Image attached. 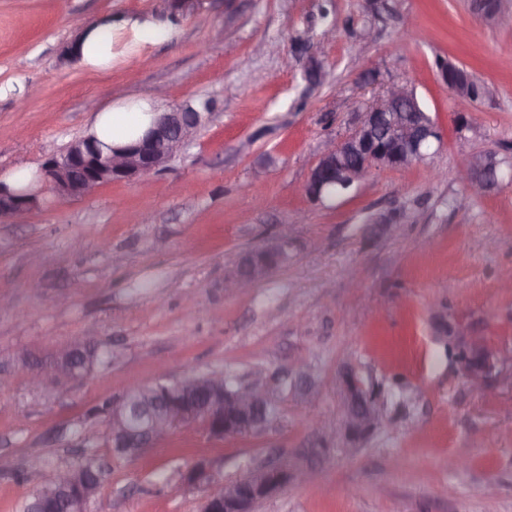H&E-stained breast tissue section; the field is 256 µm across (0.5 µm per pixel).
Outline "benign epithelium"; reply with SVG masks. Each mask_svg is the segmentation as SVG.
Segmentation results:
<instances>
[{
	"mask_svg": "<svg viewBox=\"0 0 512 512\" xmlns=\"http://www.w3.org/2000/svg\"><path fill=\"white\" fill-rule=\"evenodd\" d=\"M412 86L390 84L377 99L362 112L354 128L345 137L328 144L321 153L302 193L312 200L324 199L321 186L325 174L336 176V183L352 188L376 168L405 169L424 159L433 143L441 140L440 128L432 116L424 112L411 95ZM210 116L208 112L174 107L158 113L153 123L134 142L103 149L97 143L82 140L69 152V158L57 154L47 156L39 170L38 180L50 181L55 190L71 197H83L96 188L112 183L130 181L158 170L173 155L193 141ZM466 163L468 184L475 195H483L501 181L498 163L478 164L473 155L462 151ZM38 203L31 190L11 189L0 181V218L18 216ZM256 283L254 272L239 265L224 282L229 291L245 292ZM92 347L83 339L68 342L57 350L51 361L50 372L62 380H77L84 376L81 366L74 364L73 356ZM22 370L30 385L44 382V371L30 363ZM282 376L274 379L257 378L236 390L224 387L220 374L210 376L206 390L210 399L202 406L191 404L187 398L194 392L184 381L170 382V390L177 391L175 401L161 404L152 410L147 425L140 431L132 429L122 403H114L108 414L107 434L114 448H152L177 429L200 431L213 439L237 436L251 432L257 425H266L265 412L271 402L273 388L279 386ZM344 413L338 421L324 427L331 438L341 432L356 434V429L370 427L376 414L353 408L355 397L368 398L363 381L348 377ZM310 473L283 465H267L251 469L244 482L248 493L242 494L240 482L218 486L205 499L202 512H253L257 502L276 494L290 482L308 481ZM70 480L65 470L54 473L42 483L41 497H57L56 488Z\"/></svg>",
	"mask_w": 512,
	"mask_h": 512,
	"instance_id": "7a95c632",
	"label": "benign epithelium"
}]
</instances>
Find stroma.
<instances>
[{
    "label": "stroma",
    "mask_w": 512,
    "mask_h": 512,
    "mask_svg": "<svg viewBox=\"0 0 512 512\" xmlns=\"http://www.w3.org/2000/svg\"><path fill=\"white\" fill-rule=\"evenodd\" d=\"M0 0V175L40 168L98 110L132 97L168 108L214 100L197 137L165 166L90 195L35 189L0 219V512L104 433L106 400L158 377L252 380L306 365L316 398L275 394L258 432L181 431L106 471L92 512H200L214 484L276 461L315 471L256 512H512V182L471 196L458 154L512 164V27L473 0ZM369 17L370 41L355 21ZM112 25L111 70L68 58L76 33ZM333 38H324L327 26ZM304 41L308 53L295 48ZM323 79L310 86V60ZM468 69L488 97L460 110L438 62ZM392 82L414 85L441 141L406 169L375 170L342 197L300 191L326 142L344 137ZM400 217L396 227L384 216ZM294 233L288 260L250 292H225L243 253ZM480 336L496 365L474 386L449 336ZM75 338L109 353L73 382L32 389L17 358ZM379 424L328 438L344 373ZM204 462L213 484L183 474Z\"/></svg>",
    "instance_id": "35a3bbf8"
}]
</instances>
